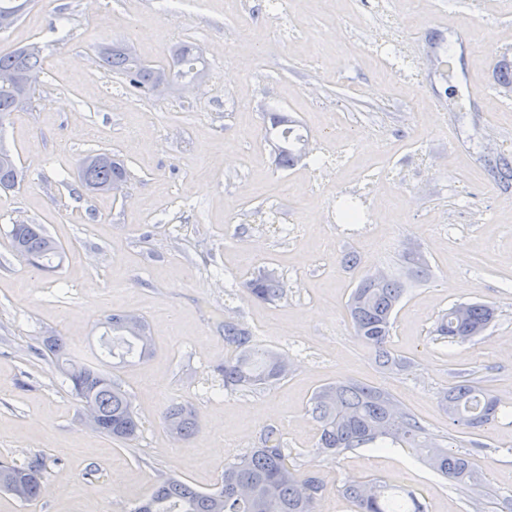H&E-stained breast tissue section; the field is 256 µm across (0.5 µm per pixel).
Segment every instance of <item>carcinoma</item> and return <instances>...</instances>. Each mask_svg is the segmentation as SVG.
Returning <instances> with one entry per match:
<instances>
[{"mask_svg":"<svg viewBox=\"0 0 512 512\" xmlns=\"http://www.w3.org/2000/svg\"><path fill=\"white\" fill-rule=\"evenodd\" d=\"M172 57L181 60V72L196 76L198 48L189 43L177 44ZM103 66L125 77L135 90L149 91L171 67L169 63L146 64L128 46L114 45L100 52ZM42 68L41 50L28 45L0 53V71L18 74ZM22 108L19 91L0 87V116ZM270 128L265 138L276 136V160L279 167L290 169L303 156L300 138L293 134L295 120L283 112L268 116ZM0 188L15 187L18 167L14 157L1 159ZM125 164L106 153L86 156L80 163V179L86 190L110 182H128ZM12 243L23 259L36 260L44 271L55 269L53 261L61 257L62 246L50 237L40 224H16L11 230ZM247 295L261 302H274L285 295L284 282L273 271H263L243 282ZM405 293L404 283L393 275L376 282L364 275L352 291L349 313L358 341L374 351L376 361L385 369L402 370L409 365L388 348L392 314ZM132 313L122 311L110 315L107 328L112 332V346L107 352L119 363L128 359L145 360L154 347L148 336L147 324L139 319L129 325ZM494 308L480 302L456 304L442 315L435 332L450 342L463 343L482 334L492 323ZM224 345L230 354L224 357L219 371L224 387H256L283 379L288 370L281 355L257 347L253 332L242 324L224 321ZM47 354L72 382L75 395L100 416L98 433L126 444L140 430L139 419L131 403L112 376L88 364L69 358L66 341L60 336H48L42 341ZM440 403L455 426L474 430L483 427L500 411V400L491 391L464 381L440 395ZM309 412L318 426L317 448L339 455L352 448L366 445H401L420 449L429 467L457 486H468L481 479L469 458L432 441L426 429L414 415L401 408L385 390L356 382H336L317 390L310 399ZM165 428L176 439L190 437L198 427L193 409L183 403H173L163 416ZM45 464L34 461L26 466L0 464V491L13 494L17 484H23L22 502L38 499L42 493L40 475ZM325 484L314 472L298 473L288 467L281 433L269 428L261 445L224 467L220 486L212 491H200L188 483L164 477L157 481L149 496L134 512H317ZM340 492L352 512H423L413 495L394 491L378 479L345 484Z\"/></svg>","mask_w":512,"mask_h":512,"instance_id":"cac0c4a2","label":"carcinoma"}]
</instances>
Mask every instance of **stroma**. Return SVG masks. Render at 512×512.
<instances>
[{
    "instance_id": "stroma-1",
    "label": "stroma",
    "mask_w": 512,
    "mask_h": 512,
    "mask_svg": "<svg viewBox=\"0 0 512 512\" xmlns=\"http://www.w3.org/2000/svg\"><path fill=\"white\" fill-rule=\"evenodd\" d=\"M258 2L36 0L0 33L1 52L37 43L45 57L31 102L0 117V147L19 169L15 189L0 190V461L43 459L46 488L30 504L0 493V512H132L165 474L206 491L270 427L289 464L325 483L319 512H350L339 488L371 478L414 492L425 512H512V180L492 171L512 150V101L474 93L512 59V0H388L382 13L364 0H288L284 42ZM461 15L473 20L470 36L454 27ZM394 26L417 75L368 54ZM184 41L207 61L190 90L140 96L97 63L120 42L159 64ZM245 41L252 55L240 54ZM271 112L297 120L314 154L339 156L331 178L277 166L264 138ZM100 152L124 161L122 193L82 186L81 160ZM358 195L373 223H337V198ZM16 224L43 225L61 244L54 272L14 251ZM411 250L424 255L425 277L406 262ZM348 252L359 266H343ZM262 269L283 277L281 300L244 292ZM377 269L407 288L389 342L409 362L402 371L380 367L353 335L349 296ZM474 301L496 310L484 333L455 344L437 336L451 306ZM120 311L144 317L155 345L111 370L140 422L128 444L85 425L69 381L39 353L43 337L62 336L72 357L95 361ZM227 320L288 359L287 378L225 387ZM463 380L504 403L472 434L439 403ZM336 381L388 391L469 455L481 481L458 488L412 448L316 453L309 399ZM174 402L197 414L189 438L161 424Z\"/></svg>"
}]
</instances>
